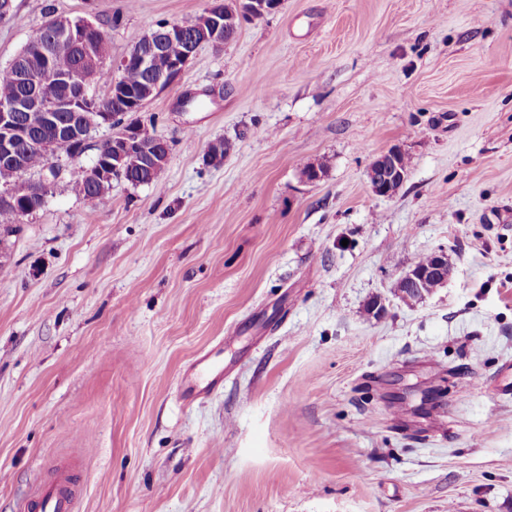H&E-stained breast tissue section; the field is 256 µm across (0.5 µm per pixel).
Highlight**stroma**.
<instances>
[{
	"instance_id": "1",
	"label": "stroma",
	"mask_w": 512,
	"mask_h": 512,
	"mask_svg": "<svg viewBox=\"0 0 512 512\" xmlns=\"http://www.w3.org/2000/svg\"><path fill=\"white\" fill-rule=\"evenodd\" d=\"M14 5L0 70L48 6L113 19L109 66L208 0ZM126 119L157 180L75 195L99 128L0 250V512L65 459L80 512H512V0H282ZM404 152L397 147L389 149L387 152L378 156L371 164L369 168V179L374 192L379 196H390L392 193L391 186L393 182L404 181L406 179V170H401L404 165L408 168L407 158ZM402 159V162H401ZM375 170H380L387 175H383L384 182H380L379 178H376L375 182H371V179L375 177ZM431 255L425 256L421 258L414 266L408 271H406L399 279L400 284L403 288L398 287V281H397V288L396 292L399 295V297L403 300L408 301H417L420 300L422 297H416L414 295L409 294L407 288H412L414 292L421 293L423 287L426 285L427 278L431 276L437 277L440 275L444 281L447 280V277L450 272V264L448 262V255L443 252H437L434 253L435 257V264L433 269H425L420 268L424 266H431L432 265V259L430 257Z\"/></svg>"
}]
</instances>
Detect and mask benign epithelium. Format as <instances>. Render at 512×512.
Listing matches in <instances>:
<instances>
[{"instance_id":"1","label":"benign epithelium","mask_w":512,"mask_h":512,"mask_svg":"<svg viewBox=\"0 0 512 512\" xmlns=\"http://www.w3.org/2000/svg\"><path fill=\"white\" fill-rule=\"evenodd\" d=\"M237 9L224 12L223 0H212L205 12L210 22H203L194 26L192 38L186 39L185 29L189 25L183 23L167 24V41L180 44L179 52L168 58L167 65L158 74L157 80L151 84L150 93H155L161 88L172 83L183 71L194 56L197 49L203 44L221 47L224 41L220 32L224 25L236 24V20L243 19L251 11L276 9L274 0H236ZM45 26L61 29L73 42L93 59L94 64H99L104 58V53L99 51L94 39L97 25L85 17L75 19L69 17H50ZM145 42L135 44L117 63L112 65V95L123 96L126 88L122 82V74L131 65L141 68H150L152 65L151 53L145 51ZM21 60L14 59L8 68L10 77L31 84L35 87V94L21 102H9L0 104V156L10 160L11 164L19 171L26 170L25 159L27 155L36 151L50 160L55 154L64 151L68 144L78 138L85 140L90 138L92 131L104 125L112 126L119 115L101 112L93 107L94 98L89 94V85L95 79V72L71 71L60 72L51 77L57 85L78 87L76 93L64 99H58L44 90L45 79L36 69H23ZM41 112L46 124L56 128V138L48 140L35 136L30 129L21 122L19 113ZM161 143L160 137L151 134L143 126H124L118 132L105 140V145L100 150V158L84 168L88 178L100 189L105 190L112 185V179L122 172L125 160L133 154H141L149 162L156 159L150 149ZM404 152L393 147L378 156L369 168V177H375V171L385 173L383 181L372 183L374 192L379 196H389L392 193L391 186L397 181L406 179L402 171L401 159ZM435 264L433 269L412 267L399 279L404 288H410L420 293L426 285L427 278L441 276L447 278L450 272L448 255L443 252L434 254Z\"/></svg>"}]
</instances>
